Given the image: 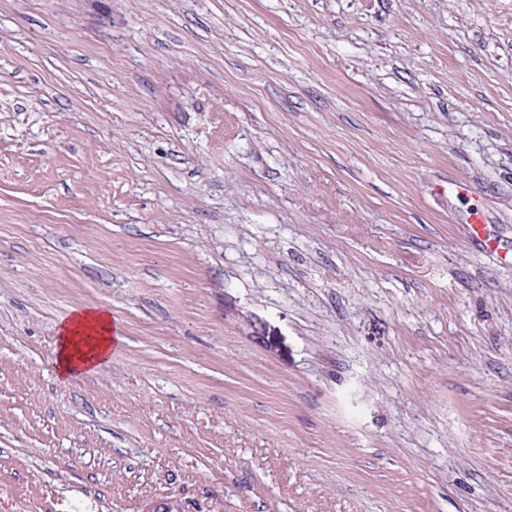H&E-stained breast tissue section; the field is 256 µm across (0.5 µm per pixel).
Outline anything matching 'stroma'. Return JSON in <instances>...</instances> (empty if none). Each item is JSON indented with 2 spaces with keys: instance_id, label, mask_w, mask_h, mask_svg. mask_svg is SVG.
<instances>
[{
  "instance_id": "1",
  "label": "stroma",
  "mask_w": 512,
  "mask_h": 512,
  "mask_svg": "<svg viewBox=\"0 0 512 512\" xmlns=\"http://www.w3.org/2000/svg\"><path fill=\"white\" fill-rule=\"evenodd\" d=\"M476 211L512 251V0H0V512H512ZM54 367L71 381L110 363L125 339L115 334L111 313L97 306L72 309L58 324Z\"/></svg>"
}]
</instances>
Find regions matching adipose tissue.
I'll return each mask as SVG.
<instances>
[{
  "mask_svg": "<svg viewBox=\"0 0 512 512\" xmlns=\"http://www.w3.org/2000/svg\"><path fill=\"white\" fill-rule=\"evenodd\" d=\"M122 342L108 310L72 309L58 324L54 367L59 378L71 381L110 363Z\"/></svg>",
  "mask_w": 512,
  "mask_h": 512,
  "instance_id": "1",
  "label": "adipose tissue"
}]
</instances>
